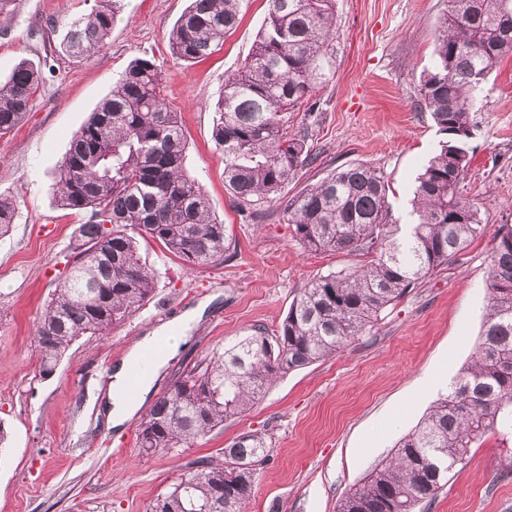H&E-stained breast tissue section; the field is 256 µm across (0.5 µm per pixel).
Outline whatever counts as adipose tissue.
<instances>
[{
    "instance_id": "adipose-tissue-1",
    "label": "adipose tissue",
    "mask_w": 512,
    "mask_h": 512,
    "mask_svg": "<svg viewBox=\"0 0 512 512\" xmlns=\"http://www.w3.org/2000/svg\"><path fill=\"white\" fill-rule=\"evenodd\" d=\"M196 312L186 313L166 325L141 337L135 347L126 355L110 375L107 400L104 405L107 425L120 429L136 414L141 407V401L147 398L153 384L166 364L165 358H157L152 364L151 373L145 374L140 382L138 400H129L125 395L127 377L130 368L137 364L144 351L153 349L159 340H166L169 350H176L180 343L185 342Z\"/></svg>"
}]
</instances>
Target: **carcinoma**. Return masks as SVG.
<instances>
[{"instance_id":"carcinoma-1","label":"carcinoma","mask_w":512,"mask_h":512,"mask_svg":"<svg viewBox=\"0 0 512 512\" xmlns=\"http://www.w3.org/2000/svg\"><path fill=\"white\" fill-rule=\"evenodd\" d=\"M242 0H191L168 46L181 61L206 60L237 23ZM121 0H93L59 35L72 58L102 50ZM335 0H269L268 16L243 66L224 80L212 137L224 155V187L240 210L263 218L265 206L317 155L288 132L287 114L310 101L336 65ZM512 55V0H448L435 61L420 96L444 135L418 175L415 220L400 223L390 185L366 165L336 168L288 199L295 238L314 254L359 253L360 265L321 275L299 289L278 329L255 325L185 367L143 415L145 453L192 448L224 422L250 411L276 379L336 355L365 335L408 288L462 255L483 230L478 203L460 190L469 165L473 108L496 60ZM43 72L23 61L0 82V136L21 123ZM186 139L178 113L161 94V69L141 57L71 139L56 172V200L86 212L70 268L42 311L33 336L42 377L51 375L81 336H103L155 290L131 227L163 244L193 271L224 254V224L203 186L185 170ZM18 214L0 194V236ZM488 435L512 440V228L498 234L483 331L475 355L429 414L400 439L336 512H416L466 466ZM269 456L264 434L247 432L221 463L201 462L157 499L152 512H242Z\"/></svg>"}]
</instances>
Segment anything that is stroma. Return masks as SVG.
Listing matches in <instances>:
<instances>
[{"instance_id":"1","label":"stroma","mask_w":512,"mask_h":512,"mask_svg":"<svg viewBox=\"0 0 512 512\" xmlns=\"http://www.w3.org/2000/svg\"><path fill=\"white\" fill-rule=\"evenodd\" d=\"M189 0H122L106 47L84 59L45 55L86 0H15L0 15V77L20 60L53 71L19 126L0 138V193L19 216L0 237V512H149L200 458L222 459L240 434L265 435L269 459L245 512H336V504L414 430L471 361L482 331L494 237L512 227V56L490 71L474 105L463 192L482 202L483 234L390 306L377 325L336 356L288 373L248 413L193 448L141 454L138 419L108 428L110 374L134 343L197 306L205 311L157 377L150 400L206 352L254 325L277 328L300 288L356 266L355 254L304 252L287 224L289 198L332 169L365 164L383 171L395 216L409 221L415 181L439 151L441 134L420 101V76L434 61L448 0H336V70L288 115L319 154L251 221L224 187V157L212 130L224 80L252 50L268 0H244L224 45L199 64L172 57L168 34ZM154 57L163 94L179 112L186 170L205 188L226 226L224 254L193 271L159 242L144 240L142 263L157 272L153 294L103 336L78 338L55 372L40 378L37 318L67 271L84 213L61 209L53 173L71 137L131 61ZM512 441L484 438L455 469L428 512H512Z\"/></svg>"}]
</instances>
